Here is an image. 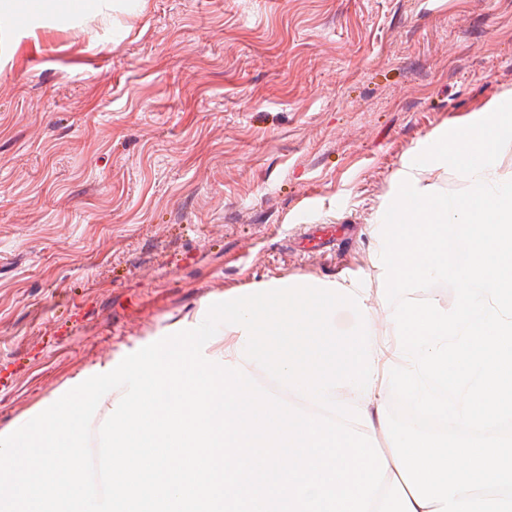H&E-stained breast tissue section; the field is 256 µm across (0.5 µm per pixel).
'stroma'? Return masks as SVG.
I'll use <instances>...</instances> for the list:
<instances>
[{"label":"stroma","mask_w":512,"mask_h":512,"mask_svg":"<svg viewBox=\"0 0 512 512\" xmlns=\"http://www.w3.org/2000/svg\"><path fill=\"white\" fill-rule=\"evenodd\" d=\"M41 2L0 21V430L213 303L378 287L394 174L512 86V0ZM343 226L337 227L334 224L315 226L314 230L306 234V248L311 251H319L330 243H334L337 236L345 235Z\"/></svg>","instance_id":"stroma-1"}]
</instances>
